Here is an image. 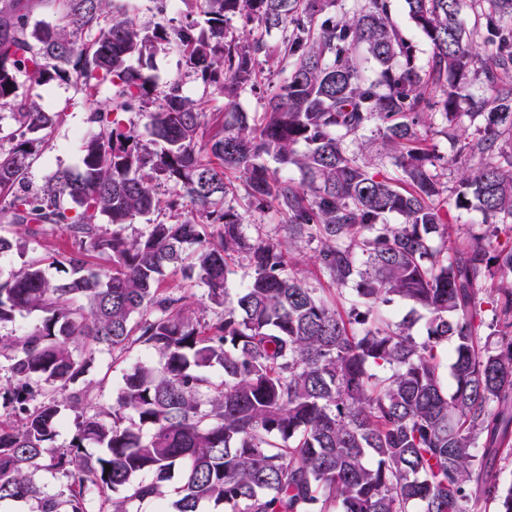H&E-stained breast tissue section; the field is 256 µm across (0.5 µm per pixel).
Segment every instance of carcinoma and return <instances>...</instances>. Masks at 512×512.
<instances>
[{
  "mask_svg": "<svg viewBox=\"0 0 512 512\" xmlns=\"http://www.w3.org/2000/svg\"><path fill=\"white\" fill-rule=\"evenodd\" d=\"M470 2L489 28L512 21V0ZM111 3L43 0L57 24L31 20L30 0L0 6V109L17 140L0 147V221L26 226L0 236V254L23 258L0 278V324L43 314L24 335L0 338L13 417L0 422V502L32 501L34 512H139L154 499L161 512H512V484L493 471L512 454V244L498 241L499 226L512 230V153L497 150L512 135V82L501 78L512 51L497 47L485 63L489 96L469 100L467 115L483 120L466 144L479 162L454 189L455 206L478 208L489 231L453 249L420 126L432 111L450 125L460 115L479 58L460 21L465 0H405L432 45L424 71L389 0H360L350 16L336 15V0H206V26L178 29L141 28ZM234 19L285 36L270 46L229 30ZM172 42L230 104L271 65L259 117L207 113L178 83L156 94L130 60ZM362 49L384 67L386 93L360 75ZM21 75L72 81L85 101L110 89L88 114L97 132L82 143L81 168L56 170L39 191L28 170L65 111L20 93ZM145 110L148 145L123 118ZM370 126L399 180L344 147ZM265 156L309 183L281 178ZM233 177L252 212L283 216L284 239L246 233L226 204ZM161 184L174 188L166 206L182 219L129 237L136 217L158 210ZM389 214L402 223H383ZM57 228L71 241L63 259L27 257V238ZM303 241L317 242L314 265L331 287L300 276ZM94 255L109 266H89ZM47 262L65 277L49 278ZM234 265L248 272L228 305ZM171 268L205 287L216 323L201 325L188 296L161 289ZM396 298L428 314L425 337L382 313ZM136 343L154 359L124 374L106 408L84 376L97 354L117 359ZM65 411L75 431L55 449ZM43 470L65 490L44 491ZM176 470L177 486L163 490Z\"/></svg>",
  "mask_w": 512,
  "mask_h": 512,
  "instance_id": "1",
  "label": "carcinoma"
}]
</instances>
